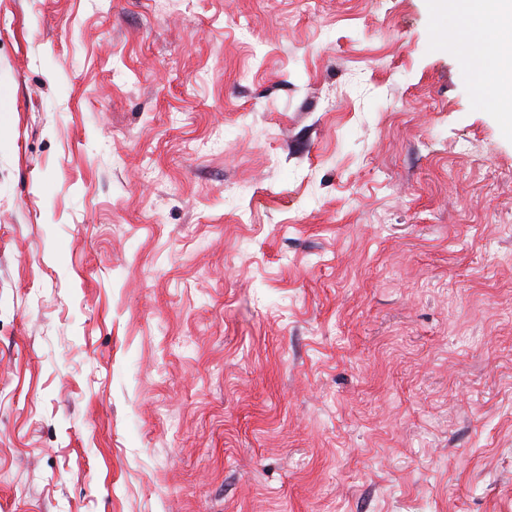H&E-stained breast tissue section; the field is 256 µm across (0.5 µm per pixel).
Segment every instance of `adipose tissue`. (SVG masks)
Listing matches in <instances>:
<instances>
[{"label":"adipose tissue","mask_w":512,"mask_h":512,"mask_svg":"<svg viewBox=\"0 0 512 512\" xmlns=\"http://www.w3.org/2000/svg\"><path fill=\"white\" fill-rule=\"evenodd\" d=\"M433 8L463 19L473 89L512 131V0H433Z\"/></svg>","instance_id":"ef3b65f1"}]
</instances>
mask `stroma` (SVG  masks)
<instances>
[{"instance_id": "35a3bbf8", "label": "stroma", "mask_w": 512, "mask_h": 512, "mask_svg": "<svg viewBox=\"0 0 512 512\" xmlns=\"http://www.w3.org/2000/svg\"><path fill=\"white\" fill-rule=\"evenodd\" d=\"M442 28L0 0V512H512V133Z\"/></svg>"}]
</instances>
